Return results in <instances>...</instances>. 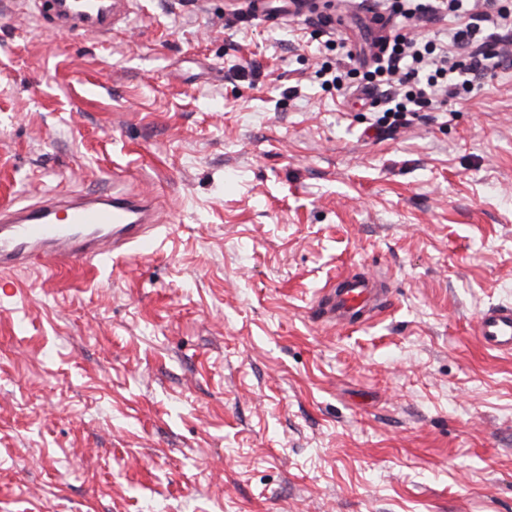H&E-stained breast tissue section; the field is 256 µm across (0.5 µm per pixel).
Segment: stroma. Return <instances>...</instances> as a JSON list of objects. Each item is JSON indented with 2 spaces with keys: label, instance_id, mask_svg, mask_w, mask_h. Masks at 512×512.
I'll list each match as a JSON object with an SVG mask.
<instances>
[{
  "label": "stroma",
  "instance_id": "1",
  "mask_svg": "<svg viewBox=\"0 0 512 512\" xmlns=\"http://www.w3.org/2000/svg\"><path fill=\"white\" fill-rule=\"evenodd\" d=\"M271 24L136 0L112 37L0 0V205L129 179L152 256L0 285V512H512V66L375 128L360 0ZM383 281L350 327L313 307ZM326 48L331 51L336 50V59L325 61L321 68L316 72L317 77L324 79L322 85H332L336 87V90H350L352 86H349L348 80L352 79L350 76L354 75V70L345 71V58L350 59L352 56L351 51L347 48L344 42L337 43L335 41H326ZM346 85V86H344ZM383 299V289L377 288L375 282L349 273L329 284L319 296L315 310L323 323L354 326L362 316L375 312ZM476 338L489 350L512 353V304L497 305L483 312L475 324Z\"/></svg>",
  "mask_w": 512,
  "mask_h": 512
}]
</instances>
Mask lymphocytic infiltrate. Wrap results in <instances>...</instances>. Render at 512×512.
<instances>
[{
  "mask_svg": "<svg viewBox=\"0 0 512 512\" xmlns=\"http://www.w3.org/2000/svg\"><path fill=\"white\" fill-rule=\"evenodd\" d=\"M373 12L424 23L453 14L451 32L421 37L393 32L361 76L366 90L385 88L381 121L397 125L407 112H440L512 61V6L500 0H375Z\"/></svg>",
  "mask_w": 512,
  "mask_h": 512,
  "instance_id": "f902f5d3",
  "label": "lymphocytic infiltrate"
}]
</instances>
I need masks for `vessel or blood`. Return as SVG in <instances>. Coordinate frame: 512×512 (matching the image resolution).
Returning <instances> with one entry per match:
<instances>
[{"instance_id":"b4317fda","label":"vessel or blood","mask_w":512,"mask_h":512,"mask_svg":"<svg viewBox=\"0 0 512 512\" xmlns=\"http://www.w3.org/2000/svg\"><path fill=\"white\" fill-rule=\"evenodd\" d=\"M38 20L62 36L111 35L128 18L134 0H35ZM245 13L277 22L292 11V0H242ZM161 215L148 195L116 186L93 194L36 197L0 206V275L50 268L57 272L96 261L100 256L149 254ZM383 300L375 282L353 273L337 277L315 306L320 321L356 325ZM480 343L512 353V304L483 312L475 324Z\"/></svg>"}]
</instances>
